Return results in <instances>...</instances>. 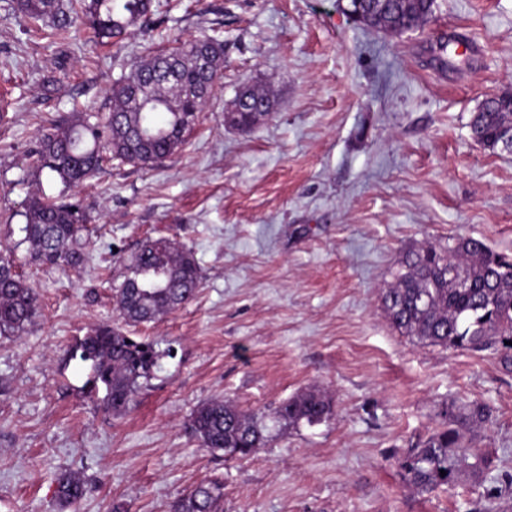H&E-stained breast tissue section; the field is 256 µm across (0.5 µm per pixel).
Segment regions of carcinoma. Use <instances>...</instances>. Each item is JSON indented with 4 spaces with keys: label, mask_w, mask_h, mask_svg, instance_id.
Instances as JSON below:
<instances>
[{
    "label": "carcinoma",
    "mask_w": 512,
    "mask_h": 512,
    "mask_svg": "<svg viewBox=\"0 0 512 512\" xmlns=\"http://www.w3.org/2000/svg\"><path fill=\"white\" fill-rule=\"evenodd\" d=\"M436 0H380L370 22L377 28L403 32L424 26ZM152 0H17L26 22L66 40L90 28L99 40L122 43L129 30H149ZM224 60V44L210 35L156 54L119 77L110 90L108 111L81 112L40 134L32 154V174H47L59 182L57 196L34 193L8 217L23 219L19 239L0 244V336H20L34 324L38 293L19 274L20 260L60 269H76L86 259L91 222L75 193L95 177L103 163L151 168L178 153L185 134L199 121L204 104L190 100L207 96ZM262 91H241L224 122L243 132L263 117L249 111L243 100ZM471 139L492 150L501 147L503 132L512 129V95L486 99L469 124ZM25 250L19 254V250ZM201 274L193 253L174 240H146L126 265L114 289V305L128 326L151 322L176 311L198 293ZM382 307L390 326L402 336L451 350H493L512 364V256L492 250L474 237H452L445 244L424 242L406 251L382 292ZM71 357L89 365L87 386L104 391L101 404L113 415L126 413L142 384L157 368L164 352L156 343L110 324L91 330L71 348ZM333 414L325 392L306 391L282 402L271 414L245 411L216 398L193 413L189 428L201 445L229 459L245 458L268 448L279 429L314 427ZM483 406L451 404L439 427L399 461L407 484L416 492L453 487L459 477L490 469L488 456L472 446L474 429L485 421ZM446 475H441L440 471ZM84 483L65 472L57 479L62 508L79 503ZM171 512H224V482L205 479L177 498Z\"/></svg>",
    "instance_id": "carcinoma-1"
}]
</instances>
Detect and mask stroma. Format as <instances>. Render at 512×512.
<instances>
[{
  "label": "stroma",
  "instance_id": "1",
  "mask_svg": "<svg viewBox=\"0 0 512 512\" xmlns=\"http://www.w3.org/2000/svg\"><path fill=\"white\" fill-rule=\"evenodd\" d=\"M348 0H154L148 33L122 48L90 34L51 42L0 0V212L35 179L39 132L101 107L142 58L200 32L223 39V78L184 149L153 168L102 170L79 196L93 245L77 271L25 266L39 312L0 338V512H59L56 477L86 484L77 512H170L204 479L224 512H479L512 471V367L489 351L423 346L388 324L381 295L402 254L452 236L512 255V154L468 123L512 94V0H436L420 30L355 23ZM274 109L250 131L224 123L238 90ZM190 249L196 297L138 325L164 356L132 409L104 412L66 351L118 324L112 288L149 238ZM318 389L331 419L288 429L240 459L200 447L188 422L215 398L270 412ZM489 407L481 481L417 493L398 461L449 403Z\"/></svg>",
  "mask_w": 512,
  "mask_h": 512
}]
</instances>
